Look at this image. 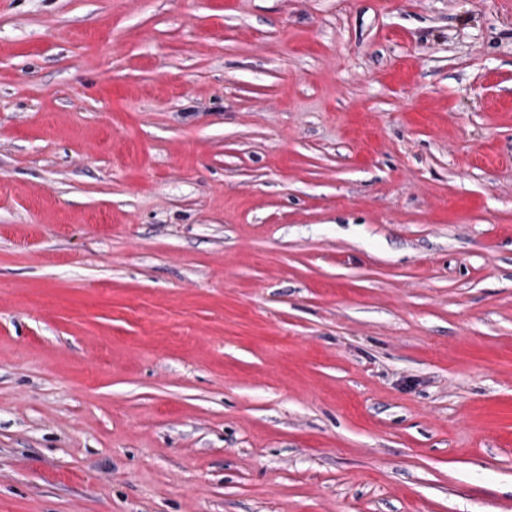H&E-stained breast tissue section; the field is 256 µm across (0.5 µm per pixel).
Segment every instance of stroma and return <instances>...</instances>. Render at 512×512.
Wrapping results in <instances>:
<instances>
[{
	"label": "stroma",
	"mask_w": 512,
	"mask_h": 512,
	"mask_svg": "<svg viewBox=\"0 0 512 512\" xmlns=\"http://www.w3.org/2000/svg\"><path fill=\"white\" fill-rule=\"evenodd\" d=\"M0 512H512V0H0Z\"/></svg>",
	"instance_id": "35a3bbf8"
}]
</instances>
